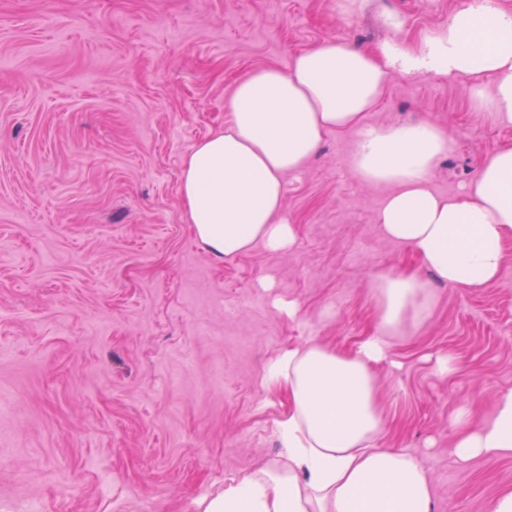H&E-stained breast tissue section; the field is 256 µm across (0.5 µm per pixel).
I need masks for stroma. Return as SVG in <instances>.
Here are the masks:
<instances>
[{"mask_svg":"<svg viewBox=\"0 0 512 512\" xmlns=\"http://www.w3.org/2000/svg\"><path fill=\"white\" fill-rule=\"evenodd\" d=\"M461 2L367 0L342 23L345 0H0V512H202L280 453L288 397L264 387L267 363L306 342L355 351L379 272L420 276L434 300L373 368L378 447L418 458L434 512H486L512 490V458L458 465L450 427L512 388V241L489 285L438 282L383 235L388 189L355 175L351 130L286 175L288 252L217 259L180 195L183 159L223 129L238 78L332 37L415 47ZM466 85L396 71L366 118L449 131L430 177L443 196L512 148V125Z\"/></svg>","mask_w":512,"mask_h":512,"instance_id":"1","label":"stroma"}]
</instances>
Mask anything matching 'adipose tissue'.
<instances>
[{"label": "adipose tissue", "mask_w": 512, "mask_h": 512, "mask_svg": "<svg viewBox=\"0 0 512 512\" xmlns=\"http://www.w3.org/2000/svg\"><path fill=\"white\" fill-rule=\"evenodd\" d=\"M395 69L470 80L476 107L511 125L512 10L500 0H466L413 49L391 41L375 52L330 38L295 53L287 68L245 75L228 100L223 131L183 160L180 193L196 239L218 258L257 245L291 249L296 230L281 216L284 177L305 165L325 133L353 130L356 175L390 188L377 213L383 234L411 248L448 287L495 281L512 240V149L489 151L460 194L433 192L430 176L450 148L448 131L426 120L364 122ZM372 288L377 328L355 352L307 343L268 362L265 386L288 395L276 422L281 456L226 480L204 512H432V483L416 457L373 445L385 420L372 366L433 295L414 275L380 273ZM451 423L457 463L512 458V389L496 395L482 422L459 411Z\"/></svg>", "instance_id": "ef3b65f1"}]
</instances>
